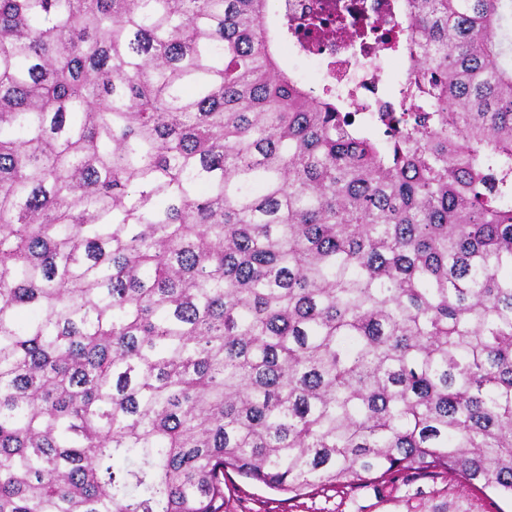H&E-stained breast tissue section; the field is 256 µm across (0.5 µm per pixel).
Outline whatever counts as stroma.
I'll list each match as a JSON object with an SVG mask.
<instances>
[{
  "instance_id": "35a3bbf8",
  "label": "stroma",
  "mask_w": 512,
  "mask_h": 512,
  "mask_svg": "<svg viewBox=\"0 0 512 512\" xmlns=\"http://www.w3.org/2000/svg\"><path fill=\"white\" fill-rule=\"evenodd\" d=\"M463 512H512V497L444 472H404L383 484L279 492L236 472L224 476V512H430L439 502Z\"/></svg>"
}]
</instances>
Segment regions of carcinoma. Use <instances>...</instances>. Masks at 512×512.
I'll list each match as a JSON object with an SVG mask.
<instances>
[{
    "label": "carcinoma",
    "instance_id": "carcinoma-1",
    "mask_svg": "<svg viewBox=\"0 0 512 512\" xmlns=\"http://www.w3.org/2000/svg\"><path fill=\"white\" fill-rule=\"evenodd\" d=\"M512 0H0V512L512 495ZM404 60L377 131L280 64ZM368 6L367 14L379 18L386 27L393 25L396 15L400 16V7L398 11V0H364ZM398 12V14H397ZM436 472H404L379 486L358 482L295 496L229 470L224 476V512H430L445 500L467 512H512L510 495Z\"/></svg>",
    "mask_w": 512,
    "mask_h": 512
}]
</instances>
